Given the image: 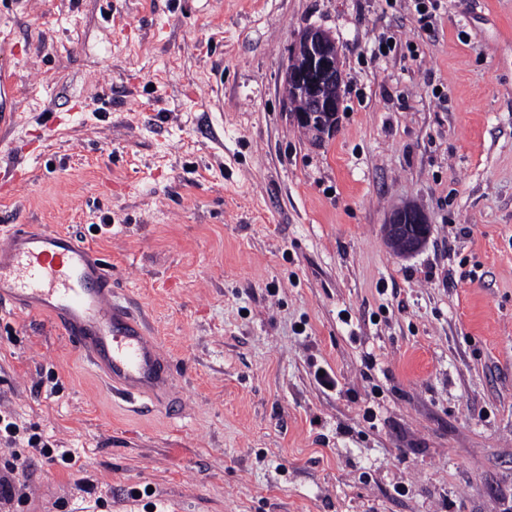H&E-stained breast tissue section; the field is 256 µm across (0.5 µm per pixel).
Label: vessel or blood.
I'll return each mask as SVG.
<instances>
[{
	"label": "vessel or blood",
	"mask_w": 512,
	"mask_h": 512,
	"mask_svg": "<svg viewBox=\"0 0 512 512\" xmlns=\"http://www.w3.org/2000/svg\"><path fill=\"white\" fill-rule=\"evenodd\" d=\"M15 71L0 68V125ZM49 316L114 390L164 400L168 355L116 300L112 274L86 238L24 224L0 225V302Z\"/></svg>",
	"instance_id": "obj_1"
}]
</instances>
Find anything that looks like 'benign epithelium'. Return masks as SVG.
<instances>
[{
  "label": "benign epithelium",
  "mask_w": 512,
  "mask_h": 512,
  "mask_svg": "<svg viewBox=\"0 0 512 512\" xmlns=\"http://www.w3.org/2000/svg\"><path fill=\"white\" fill-rule=\"evenodd\" d=\"M294 52L305 56L306 64L301 69H286V81L309 100L310 108L322 113V119L315 122L311 113L296 111L295 120L298 125L310 128L317 138L329 136L336 130L343 82L336 43L323 30L310 28L300 35ZM385 228L389 239L396 241L405 253L418 250L430 232L423 215L411 207L392 214Z\"/></svg>",
  "instance_id": "obj_1"
}]
</instances>
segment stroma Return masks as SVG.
<instances>
[{"label": "stroma", "mask_w": 512, "mask_h": 512, "mask_svg": "<svg viewBox=\"0 0 512 512\" xmlns=\"http://www.w3.org/2000/svg\"><path fill=\"white\" fill-rule=\"evenodd\" d=\"M436 3L0 0V221L93 243L175 399L1 308L0 512H512V0ZM310 27L343 71L320 144L285 95ZM17 80L14 70L0 68V130H3L5 119L12 120L15 112L12 107L11 90ZM9 109V112H6ZM385 228L389 239L397 242L391 243L397 250L401 248L405 253L418 250L430 232L429 224H425L423 215L411 207L401 208L392 214ZM26 469L24 461L17 460L10 466L5 467V471L0 473V504H8L16 496L19 489L25 485Z\"/></svg>", "instance_id": "1"}]
</instances>
